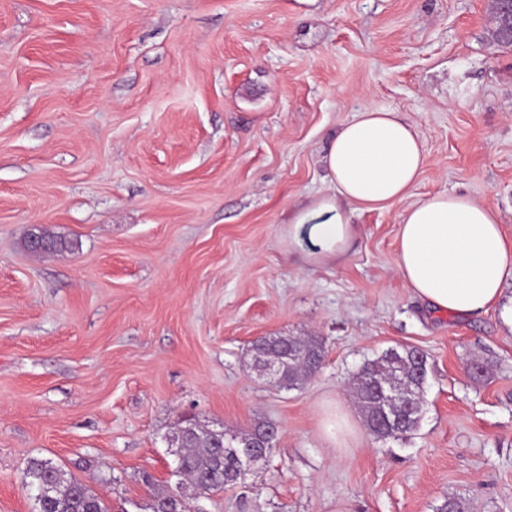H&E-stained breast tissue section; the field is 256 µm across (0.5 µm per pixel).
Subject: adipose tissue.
Segmentation results:
<instances>
[{
    "label": "adipose tissue",
    "mask_w": 512,
    "mask_h": 512,
    "mask_svg": "<svg viewBox=\"0 0 512 512\" xmlns=\"http://www.w3.org/2000/svg\"><path fill=\"white\" fill-rule=\"evenodd\" d=\"M426 160L419 131L398 113L356 112L328 141L322 158L328 188L290 212L281 240L300 247L306 265H327L349 251L354 211L404 203L395 266L405 286L441 311L488 312L512 280V238L494 211L469 196L410 201Z\"/></svg>",
    "instance_id": "ef3b65f1"
}]
</instances>
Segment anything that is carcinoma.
<instances>
[{"label":"carcinoma","mask_w":512,"mask_h":512,"mask_svg":"<svg viewBox=\"0 0 512 512\" xmlns=\"http://www.w3.org/2000/svg\"><path fill=\"white\" fill-rule=\"evenodd\" d=\"M290 347L297 356L283 367L281 381L287 387H294L314 375L316 365L322 362L321 343L314 339L304 341L290 336L285 340L273 339L260 343L253 347V351L256 354H282ZM393 374L405 379L410 387L408 406L392 433L376 436L379 441L404 436L413 431L420 421L425 380L416 375L412 352L403 349L393 356L384 354L366 363L353 385L360 411L369 424L374 414L381 408V401L373 397L370 391L372 381L377 377L384 378ZM184 427V440L182 447L178 448L180 467L176 469L181 482H190L197 494L219 492L224 490L225 486L233 484V458H224V471L216 468V452L224 442V435L194 423H186ZM23 482L29 489L51 490L46 512H110L108 506L84 482L50 459L30 460L24 471ZM143 482L151 491V512H162L169 507L170 493L155 488L153 479L148 474L143 476Z\"/></svg>","instance_id":"cac0c4a2"}]
</instances>
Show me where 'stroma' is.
<instances>
[{"instance_id": "35a3bbf8", "label": "stroma", "mask_w": 512, "mask_h": 512, "mask_svg": "<svg viewBox=\"0 0 512 512\" xmlns=\"http://www.w3.org/2000/svg\"><path fill=\"white\" fill-rule=\"evenodd\" d=\"M493 28L492 0H0V512H34L33 458L150 512L142 476L175 486L186 416L279 427L194 512H512V281L478 316L415 298L399 204L354 212L331 265L280 239L367 107L424 140L411 200L470 196L512 235V48ZM35 225L65 248L29 251ZM262 336L318 339L320 370L269 386ZM401 346L427 356L423 415L379 442L352 384ZM336 406L343 448L321 434Z\"/></svg>"}]
</instances>
